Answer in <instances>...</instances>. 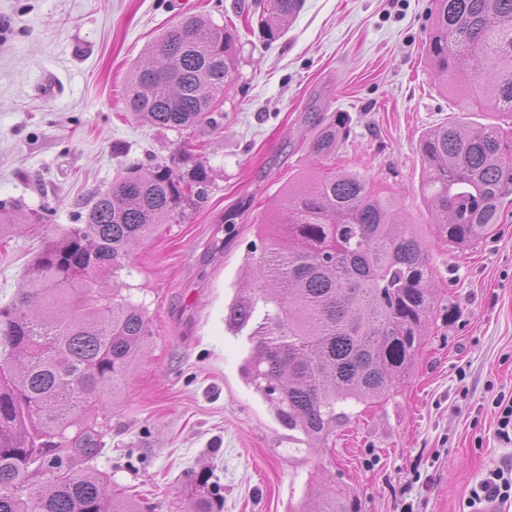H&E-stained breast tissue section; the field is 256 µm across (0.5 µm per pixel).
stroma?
Instances as JSON below:
<instances>
[{
    "label": "stroma",
    "instance_id": "35a3bbf8",
    "mask_svg": "<svg viewBox=\"0 0 512 512\" xmlns=\"http://www.w3.org/2000/svg\"><path fill=\"white\" fill-rule=\"evenodd\" d=\"M257 2L0 0V200L45 215L0 242V306L41 244L127 165L191 146L213 169L209 197L163 225L120 274L150 334L120 404L99 411L91 464L143 512H187L202 472L220 484L223 512H291L320 472L363 512H462L481 474L512 459V444L495 436L496 399L512 398V204L481 244L452 250L419 193L422 134L463 116L424 56L434 0H305L273 43L249 34L220 133L182 136L132 116L126 81L148 45L193 14L243 26ZM325 112L351 117L337 168L396 195L455 314L392 396L330 447L311 448L290 440L241 380L248 344L227 331L224 309L256 224L310 169L308 138ZM245 198L250 208L225 223Z\"/></svg>",
    "mask_w": 512,
    "mask_h": 512
}]
</instances>
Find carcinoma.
Returning a JSON list of instances; mask_svg holds the SVG:
<instances>
[{
    "mask_svg": "<svg viewBox=\"0 0 512 512\" xmlns=\"http://www.w3.org/2000/svg\"><path fill=\"white\" fill-rule=\"evenodd\" d=\"M304 0H264L257 23L277 40ZM241 36L190 15L147 49L127 95L132 114L162 129L222 127L238 70ZM426 59L438 83L466 106L512 115V0H435ZM345 112H326L309 149L317 168L288 186L256 225L243 265L246 286L224 312L247 334L243 382L275 407L280 423L310 445H328L351 410L388 395L407 376L438 309L429 248L398 219L397 200L370 178L336 169L348 138ZM419 192L439 239L452 249L481 243L512 204V135L458 119L424 133ZM211 174L183 151L132 165L99 191L77 223L48 239L14 300L0 307V512H140L72 451L98 453L96 412L123 395L142 358L149 319L119 281L129 253L207 198ZM44 220L0 201V236ZM50 477L25 492L30 474ZM309 480L293 512H362L328 480ZM217 483L191 484V512H221Z\"/></svg>",
    "mask_w": 512,
    "mask_h": 512,
    "instance_id": "cac0c4a2",
    "label": "carcinoma"
}]
</instances>
